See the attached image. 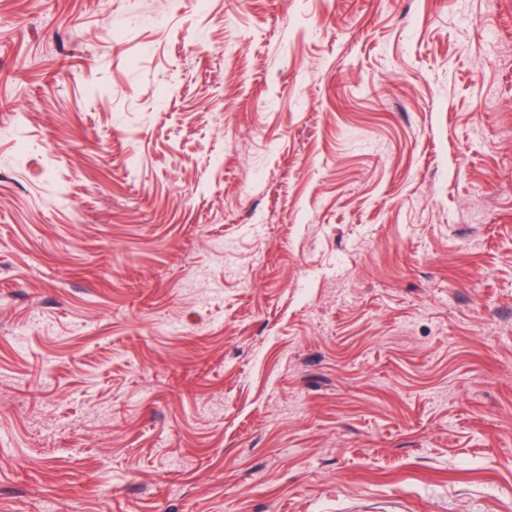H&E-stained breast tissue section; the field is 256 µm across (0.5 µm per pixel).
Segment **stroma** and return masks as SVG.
<instances>
[{"mask_svg":"<svg viewBox=\"0 0 512 512\" xmlns=\"http://www.w3.org/2000/svg\"><path fill=\"white\" fill-rule=\"evenodd\" d=\"M0 512H512V0H0Z\"/></svg>","mask_w":512,"mask_h":512,"instance_id":"1","label":"stroma"}]
</instances>
